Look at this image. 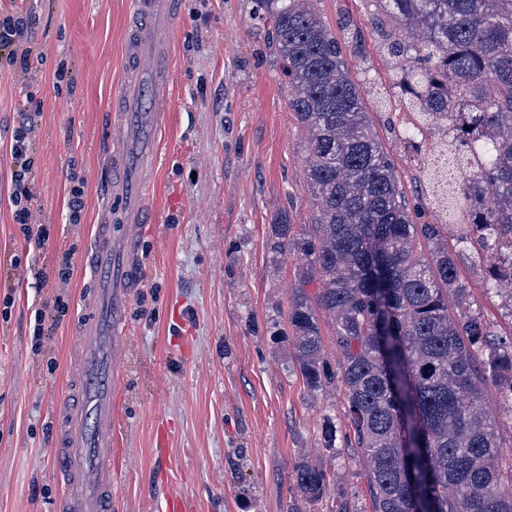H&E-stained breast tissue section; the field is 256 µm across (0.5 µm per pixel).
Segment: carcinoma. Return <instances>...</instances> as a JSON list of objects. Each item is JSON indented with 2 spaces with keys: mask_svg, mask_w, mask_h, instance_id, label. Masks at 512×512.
I'll use <instances>...</instances> for the list:
<instances>
[{
  "mask_svg": "<svg viewBox=\"0 0 512 512\" xmlns=\"http://www.w3.org/2000/svg\"><path fill=\"white\" fill-rule=\"evenodd\" d=\"M308 133L315 214L296 233L273 224L303 265L287 320L294 364L312 394L343 392L345 447L368 462L372 512H512V453L487 407L512 405V336L468 303L459 261L484 269L485 293L512 318V0H366L378 54L414 121L401 138L444 158L457 191L417 221L336 38L313 0H253ZM318 284L317 292L306 288ZM333 327L330 362L321 323ZM323 446L336 452L326 419ZM334 473L302 459L288 512H311Z\"/></svg>",
  "mask_w": 512,
  "mask_h": 512,
  "instance_id": "carcinoma-1",
  "label": "carcinoma"
}]
</instances>
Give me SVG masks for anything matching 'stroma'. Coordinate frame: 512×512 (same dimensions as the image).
I'll return each mask as SVG.
<instances>
[{
  "instance_id": "35a3bbf8",
  "label": "stroma",
  "mask_w": 512,
  "mask_h": 512,
  "mask_svg": "<svg viewBox=\"0 0 512 512\" xmlns=\"http://www.w3.org/2000/svg\"><path fill=\"white\" fill-rule=\"evenodd\" d=\"M127 0H0V12L35 16L30 67L0 60V512H52L62 492L52 448L56 409L77 340L89 271L83 258L101 222L113 151L112 97L125 72ZM181 29L169 79L170 119L155 138L160 162L148 175L150 219L123 221L113 202L112 234L137 231L135 286L125 308L126 354L116 401L112 512H160L175 494L190 512H288L292 468L320 455L334 490L315 512H335L344 493L371 512L364 466L331 456L325 418L345 430L339 391L310 393L295 369L287 309L301 256L278 246L275 224L311 223L307 133L288 108L290 90L268 48V28L252 0H179ZM343 36L351 23L362 51L346 49L355 79L374 47L365 0H314ZM65 70L68 87L58 88ZM31 113L32 222L46 228L30 249L13 219L10 144L21 113ZM370 118L391 156L409 207L421 201L419 155L389 124ZM85 183L80 223L69 221V190ZM71 273L59 280L63 256ZM460 270L470 296L499 335L512 334L497 298L469 261ZM65 312H58L57 304ZM41 339L32 336L35 310ZM174 435L157 446L158 425Z\"/></svg>"
}]
</instances>
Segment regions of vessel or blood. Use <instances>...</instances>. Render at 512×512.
I'll use <instances>...</instances> for the list:
<instances>
[{
    "label": "vessel or blood",
    "mask_w": 512,
    "mask_h": 512,
    "mask_svg": "<svg viewBox=\"0 0 512 512\" xmlns=\"http://www.w3.org/2000/svg\"><path fill=\"white\" fill-rule=\"evenodd\" d=\"M130 22L124 88L113 98L111 109L122 141L109 166L121 202L135 220L146 203L145 177L132 170L128 153L133 145L147 143V121L164 116L168 98L164 76L179 34L176 2L130 0ZM110 220V211H103L85 256L93 277L84 303L92 318L84 325L75 352L72 381L77 399L62 401L57 408L53 454L62 464L64 490L55 512H112V396L123 361L122 312L136 245L130 238H113Z\"/></svg>",
    "instance_id": "vessel-or-blood-1"
}]
</instances>
